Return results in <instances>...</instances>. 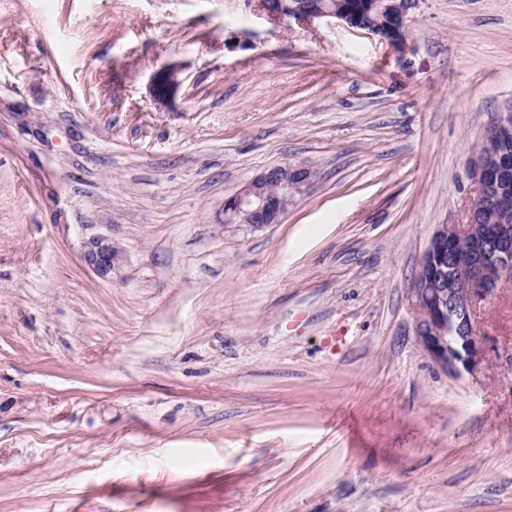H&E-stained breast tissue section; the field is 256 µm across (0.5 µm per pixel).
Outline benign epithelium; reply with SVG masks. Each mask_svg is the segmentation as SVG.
I'll return each mask as SVG.
<instances>
[{"mask_svg":"<svg viewBox=\"0 0 512 512\" xmlns=\"http://www.w3.org/2000/svg\"><path fill=\"white\" fill-rule=\"evenodd\" d=\"M273 20L308 23L335 20L348 24L334 7L314 5V0H260ZM182 65L174 62L155 72L150 81L154 100L162 106L175 103L181 86ZM512 163L492 153L475 156L468 178L476 197L496 181ZM313 179L310 169L288 163L268 168L224 202V223L246 224L261 229L278 224L288 205L307 190ZM471 218L463 224H439L422 256L412 288L415 334L419 344L441 369L456 375L473 372L485 358V344L475 328L476 307L500 280L512 274V225L490 224L466 255L457 243L474 233ZM83 259L99 276L112 273V244L91 238L84 244Z\"/></svg>","mask_w":512,"mask_h":512,"instance_id":"obj_1","label":"benign epithelium"}]
</instances>
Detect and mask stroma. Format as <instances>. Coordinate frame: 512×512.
Masks as SVG:
<instances>
[{
  "mask_svg": "<svg viewBox=\"0 0 512 512\" xmlns=\"http://www.w3.org/2000/svg\"><path fill=\"white\" fill-rule=\"evenodd\" d=\"M409 33L0 0V512H512V280L459 376L411 300L512 104V0H417ZM283 163L314 181L281 223L224 226ZM182 65L174 62L166 68L155 72L150 81V90L154 100L162 106L175 103L181 86ZM83 259L99 276L112 273L114 253L111 243L103 238H91L84 244Z\"/></svg>",
  "mask_w": 512,
  "mask_h": 512,
  "instance_id": "1",
  "label": "stroma"
}]
</instances>
